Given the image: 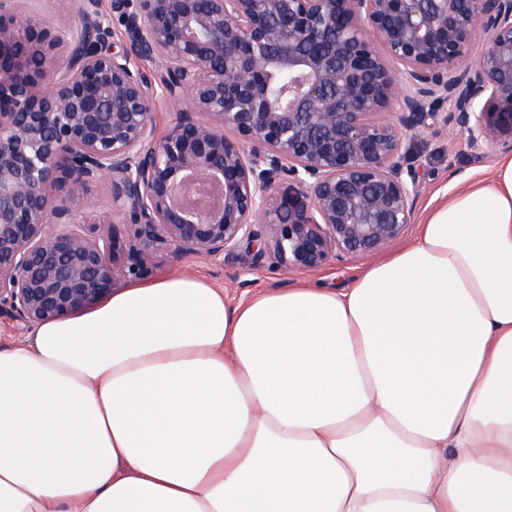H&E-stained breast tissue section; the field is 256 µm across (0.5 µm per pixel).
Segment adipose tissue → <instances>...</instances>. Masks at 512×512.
<instances>
[{"mask_svg":"<svg viewBox=\"0 0 512 512\" xmlns=\"http://www.w3.org/2000/svg\"><path fill=\"white\" fill-rule=\"evenodd\" d=\"M0 512H512V156L347 287L166 274L0 344Z\"/></svg>","mask_w":512,"mask_h":512,"instance_id":"1","label":"adipose tissue"}]
</instances>
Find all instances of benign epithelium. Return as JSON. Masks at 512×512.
Wrapping results in <instances>:
<instances>
[{
  "label": "benign epithelium",
  "instance_id": "1",
  "mask_svg": "<svg viewBox=\"0 0 512 512\" xmlns=\"http://www.w3.org/2000/svg\"><path fill=\"white\" fill-rule=\"evenodd\" d=\"M69 4L58 25L0 0V320L21 332L149 277L159 254L243 248L284 272L369 256L410 225L425 131L512 148V0ZM185 99L157 136V105ZM102 180L111 210L78 216ZM214 188L217 204L188 202Z\"/></svg>",
  "mask_w": 512,
  "mask_h": 512
}]
</instances>
